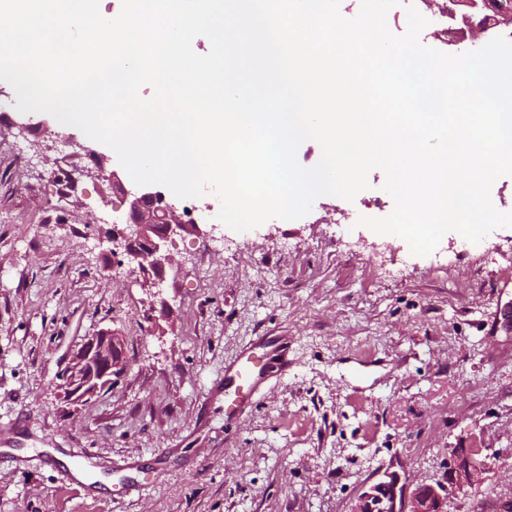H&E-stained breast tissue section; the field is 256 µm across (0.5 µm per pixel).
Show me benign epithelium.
<instances>
[{
    "label": "benign epithelium",
    "mask_w": 512,
    "mask_h": 512,
    "mask_svg": "<svg viewBox=\"0 0 512 512\" xmlns=\"http://www.w3.org/2000/svg\"><path fill=\"white\" fill-rule=\"evenodd\" d=\"M47 131L48 123L19 122L9 119L0 125L14 138L30 135L35 128ZM33 152L35 163L31 169L53 192L71 197L75 193L82 177L110 181L120 190L124 185L115 172L105 173L99 158L93 150L74 135L64 139L70 148L68 157L76 158L83 155L92 158L94 167L83 169H67L60 165L50 168L47 172L38 167L47 162L46 152L52 146L39 140H27ZM130 196L128 218L114 224L112 233L106 237L108 251L114 256H121L132 264L130 274L148 282L159 280L170 266L171 260L166 253V243L184 233L198 232L197 224H189L178 214V203L169 198L156 185L142 186ZM128 362L123 356V347L112 332L102 330L89 337L77 350L71 353L62 374L61 387L64 395L72 404H77L97 395L100 390L112 385V377L125 371ZM480 469L475 460V450L462 448L458 453L457 462L446 477V481L434 485L417 486L409 495L406 512H445L444 505L448 485L469 483ZM398 476L392 473L384 475V479L366 488L356 499L351 512H397Z\"/></svg>",
    "instance_id": "1"
}]
</instances>
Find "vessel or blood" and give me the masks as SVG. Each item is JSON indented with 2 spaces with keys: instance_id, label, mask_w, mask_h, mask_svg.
<instances>
[{
  "instance_id": "1",
  "label": "vessel or blood",
  "mask_w": 512,
  "mask_h": 512,
  "mask_svg": "<svg viewBox=\"0 0 512 512\" xmlns=\"http://www.w3.org/2000/svg\"><path fill=\"white\" fill-rule=\"evenodd\" d=\"M266 351L265 363H257L255 348ZM289 367L288 342L283 338L258 337L256 347H245L224 367L225 411L240 416L252 405V397L273 376H283Z\"/></svg>"
}]
</instances>
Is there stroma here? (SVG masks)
<instances>
[{"label":"stroma","mask_w":512,"mask_h":512,"mask_svg":"<svg viewBox=\"0 0 512 512\" xmlns=\"http://www.w3.org/2000/svg\"><path fill=\"white\" fill-rule=\"evenodd\" d=\"M18 168L1 137L0 512H350L384 470L434 483L463 448L481 470L446 512H512V228L412 255L358 223L394 209L374 169L354 200L218 225L241 249L175 238L144 288L94 247L103 207L128 209L119 191L85 178L64 201ZM101 330L130 367L68 404L58 374ZM264 334L291 338L292 368L226 420L224 363ZM78 450L93 457L79 483L42 461Z\"/></svg>","instance_id":"obj_1"}]
</instances>
